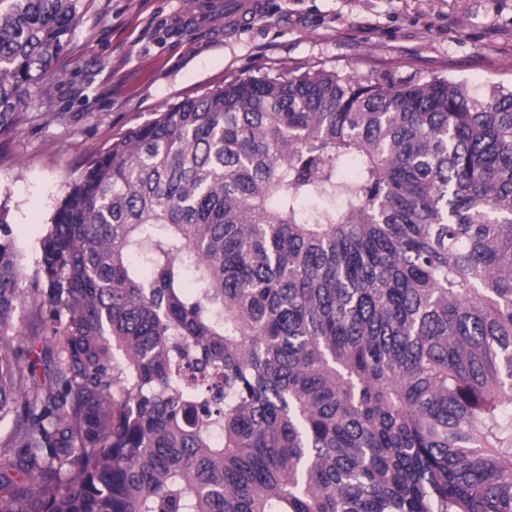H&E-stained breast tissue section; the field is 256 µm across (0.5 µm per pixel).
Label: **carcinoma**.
<instances>
[{
	"instance_id": "carcinoma-1",
	"label": "carcinoma",
	"mask_w": 512,
	"mask_h": 512,
	"mask_svg": "<svg viewBox=\"0 0 512 512\" xmlns=\"http://www.w3.org/2000/svg\"><path fill=\"white\" fill-rule=\"evenodd\" d=\"M76 16L0 13L1 129ZM7 224L0 512H512V88L226 81ZM15 323L19 334L27 340L35 336H45L51 329L47 319L35 316L27 306L20 308ZM43 347L45 349V345H43L42 342H40V341L36 342L35 349H36V352L38 353V355L36 358H35V355H32V357L35 358V363H36V368H35L36 379L40 384L45 385V384H49L52 379L53 371L55 368L56 355L54 352H52L51 349L46 350V351L43 350L41 352V349Z\"/></svg>"
}]
</instances>
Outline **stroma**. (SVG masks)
Returning a JSON list of instances; mask_svg holds the SVG:
<instances>
[{"mask_svg": "<svg viewBox=\"0 0 512 512\" xmlns=\"http://www.w3.org/2000/svg\"><path fill=\"white\" fill-rule=\"evenodd\" d=\"M181 0H79L66 67L0 132V205L27 266L71 180L128 129L233 79L343 75L512 86V0H266L251 25L169 26Z\"/></svg>", "mask_w": 512, "mask_h": 512, "instance_id": "1", "label": "stroma"}]
</instances>
